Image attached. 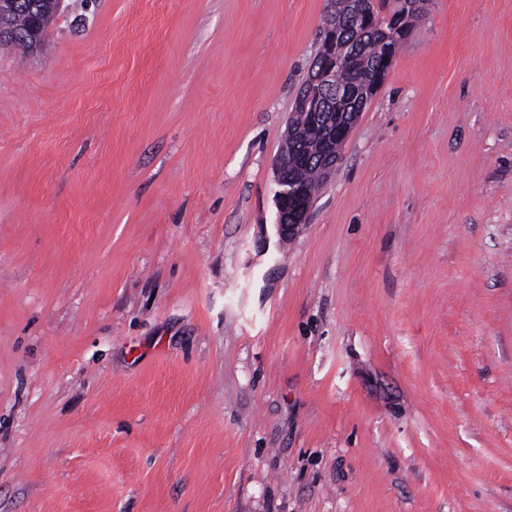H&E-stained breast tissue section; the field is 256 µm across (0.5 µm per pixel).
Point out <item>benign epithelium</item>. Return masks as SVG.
<instances>
[{
	"label": "benign epithelium",
	"mask_w": 512,
	"mask_h": 512,
	"mask_svg": "<svg viewBox=\"0 0 512 512\" xmlns=\"http://www.w3.org/2000/svg\"><path fill=\"white\" fill-rule=\"evenodd\" d=\"M63 3L64 0H41L31 6L36 14L26 32L31 51L41 49L47 31L44 21L56 20ZM16 8L17 0H0V49L13 46L17 38L12 24ZM419 12L420 0H402L401 10L383 20L370 8L369 0H326L321 45L295 98L288 132L274 161V226L279 239H292L303 231L313 203V195L292 177L290 169L301 164L313 166L324 179L335 171L340 150L357 121L354 110L364 107L376 95ZM338 13L347 18L344 28L336 27ZM367 35L377 39L380 58V63L373 66L372 81L366 86L359 85L357 79L338 82L337 72L354 73L371 64L360 44ZM312 133L316 134V149L299 154V143Z\"/></svg>",
	"instance_id": "benign-epithelium-1"
}]
</instances>
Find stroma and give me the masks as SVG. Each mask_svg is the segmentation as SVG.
<instances>
[{
  "label": "stroma",
  "instance_id": "stroma-1",
  "mask_svg": "<svg viewBox=\"0 0 512 512\" xmlns=\"http://www.w3.org/2000/svg\"><path fill=\"white\" fill-rule=\"evenodd\" d=\"M325 10L0 51V512H512V0H430L282 242Z\"/></svg>",
  "mask_w": 512,
  "mask_h": 512
}]
</instances>
